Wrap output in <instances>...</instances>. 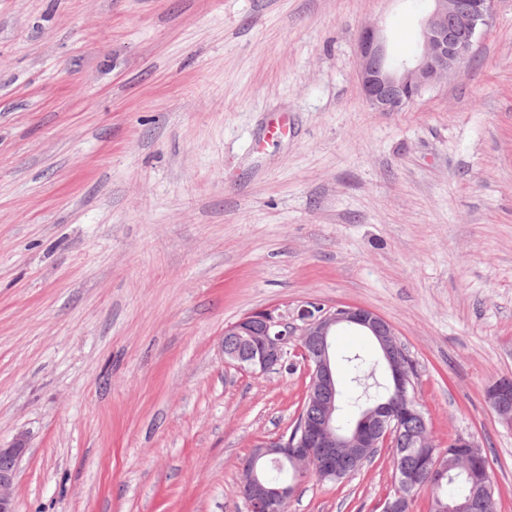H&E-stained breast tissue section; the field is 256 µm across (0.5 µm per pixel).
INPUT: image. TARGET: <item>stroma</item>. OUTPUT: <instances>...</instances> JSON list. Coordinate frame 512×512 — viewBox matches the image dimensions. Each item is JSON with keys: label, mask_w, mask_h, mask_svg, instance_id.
Listing matches in <instances>:
<instances>
[{"label": "stroma", "mask_w": 512, "mask_h": 512, "mask_svg": "<svg viewBox=\"0 0 512 512\" xmlns=\"http://www.w3.org/2000/svg\"><path fill=\"white\" fill-rule=\"evenodd\" d=\"M419 0H0V444L17 512H247L240 464L309 382L224 361L270 306L394 327L440 449L512 512V0L401 112L359 37L417 51ZM390 449L288 512H380ZM491 387L487 403L496 412L500 422L512 428V380L500 379ZM25 448L22 436L8 447L0 445V512H16L13 485L18 463Z\"/></svg>", "instance_id": "obj_1"}]
</instances>
